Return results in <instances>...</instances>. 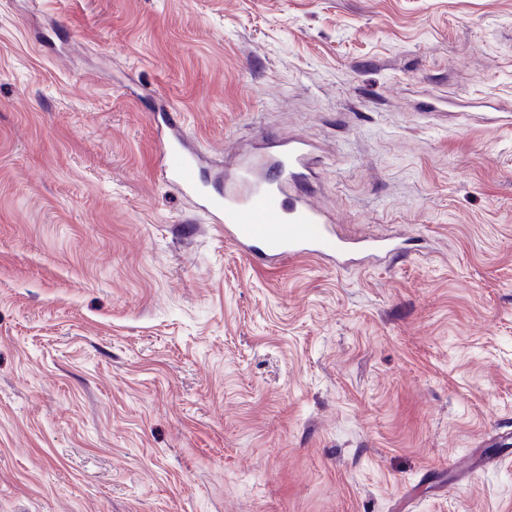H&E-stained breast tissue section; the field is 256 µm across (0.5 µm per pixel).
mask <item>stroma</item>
Returning a JSON list of instances; mask_svg holds the SVG:
<instances>
[{
    "label": "stroma",
    "instance_id": "obj_1",
    "mask_svg": "<svg viewBox=\"0 0 512 512\" xmlns=\"http://www.w3.org/2000/svg\"><path fill=\"white\" fill-rule=\"evenodd\" d=\"M161 95L405 254L246 259ZM507 428L512 0H0V512H512Z\"/></svg>",
    "mask_w": 512,
    "mask_h": 512
}]
</instances>
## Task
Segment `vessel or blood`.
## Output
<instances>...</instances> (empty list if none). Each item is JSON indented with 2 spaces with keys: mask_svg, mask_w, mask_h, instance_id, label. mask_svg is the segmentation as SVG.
Wrapping results in <instances>:
<instances>
[{
  "mask_svg": "<svg viewBox=\"0 0 512 512\" xmlns=\"http://www.w3.org/2000/svg\"><path fill=\"white\" fill-rule=\"evenodd\" d=\"M155 123L157 172L254 263L274 269L286 259L305 257L346 268L386 263L400 254L392 240L351 239L337 232L334 216L313 199V146L306 138L276 140L220 175L205 167L177 113L159 107Z\"/></svg>",
  "mask_w": 512,
  "mask_h": 512,
  "instance_id": "obj_1",
  "label": "vessel or blood"
}]
</instances>
